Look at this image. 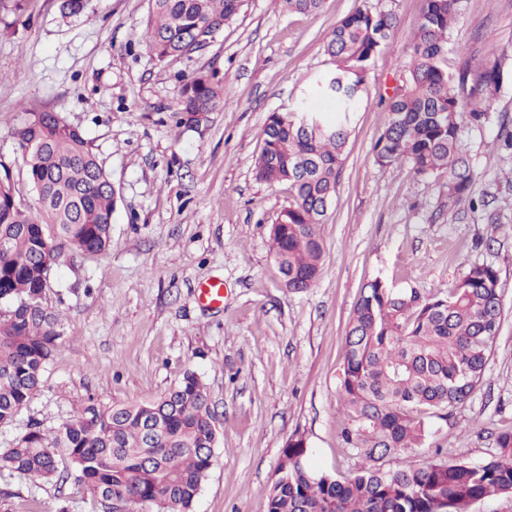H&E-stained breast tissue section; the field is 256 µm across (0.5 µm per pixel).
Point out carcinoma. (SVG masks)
I'll list each match as a JSON object with an SVG mask.
<instances>
[{"label": "carcinoma", "mask_w": 512, "mask_h": 512, "mask_svg": "<svg viewBox=\"0 0 512 512\" xmlns=\"http://www.w3.org/2000/svg\"><path fill=\"white\" fill-rule=\"evenodd\" d=\"M62 17L78 16L91 0H57ZM293 12L319 14L326 0H282ZM461 0H423L411 39L404 80L385 98L388 121L373 158L380 166L406 161L419 176L445 175L448 201H473L475 178L461 157L466 124L490 120L501 90L502 58L478 63L473 80L444 65L445 49ZM244 0H151L142 42L157 61L186 54L200 40L233 22ZM396 17L358 7L330 33L325 52L334 68L308 98L336 100V118L301 105L312 122L272 112L256 158L258 181L287 183L293 202L271 225L272 250L285 285L305 292L321 272L320 226L336 192L351 123L372 58L387 46ZM224 105L215 70L184 80L170 118ZM36 211L16 201L9 174L0 179V425L8 424L43 385L45 365L62 344L57 315L43 305L42 267L63 249L105 252L112 242V183L91 143L57 112H23L11 129ZM503 306L499 276L473 264L446 289L393 288L375 279L360 291L344 339L340 374L348 418L342 444L365 464L340 480L312 469L303 440L288 441L265 512H469L472 504L512 497V429L496 436L491 459L425 458L397 470L382 460L419 448L433 435L426 410L446 418L484 379L498 336ZM217 442L215 415L204 384L187 370L180 382L151 401L77 409L57 428L39 423L9 447L0 464L31 481L68 472L95 512L148 502L153 512H193L213 459L201 449Z\"/></svg>", "instance_id": "carcinoma-1"}]
</instances>
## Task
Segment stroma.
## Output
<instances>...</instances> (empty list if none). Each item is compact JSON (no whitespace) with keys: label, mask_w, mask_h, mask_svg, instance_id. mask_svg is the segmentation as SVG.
I'll return each mask as SVG.
<instances>
[{"label":"stroma","mask_w":512,"mask_h":512,"mask_svg":"<svg viewBox=\"0 0 512 512\" xmlns=\"http://www.w3.org/2000/svg\"><path fill=\"white\" fill-rule=\"evenodd\" d=\"M361 5L392 12L388 45L366 77L336 196L321 226L324 258L316 285L289 290L270 250V227L288 207V184L256 180L254 162L270 112L293 109L313 77L330 69L324 44ZM149 0H92L61 18L55 0H27L0 12V165L13 175L22 208L37 195L10 135L20 114L54 111L90 141L112 181V242L99 255L62 252L43 304L61 320L63 342L44 383L0 448L28 425L56 428L74 409L160 397L194 370L218 429L214 464L193 512H264L282 453L300 437L312 468L341 478L363 464L343 447L339 377L344 337L361 288L447 287L473 264L499 274L503 319L480 389L452 416L435 419L430 444L384 460L396 470L442 452L480 463L493 435L512 428V0H462L446 65L458 72L490 55L505 78L489 122L465 126L461 154L475 177L478 207L452 204L443 177L415 175L407 162L382 167L373 146L388 112L383 100L409 62L421 0H327L317 15L277 0H246L204 50L156 62L141 39ZM215 70L224 105L199 124L168 116L183 77ZM224 282L218 306L202 284ZM89 512L67 481L31 482L0 468V512H46L58 499Z\"/></svg>","instance_id":"obj_1"}]
</instances>
